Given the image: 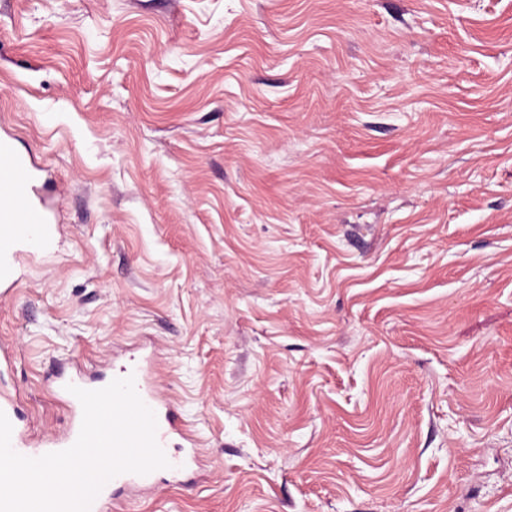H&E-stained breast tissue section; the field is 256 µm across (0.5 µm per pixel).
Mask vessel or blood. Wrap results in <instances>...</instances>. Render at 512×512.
I'll return each instance as SVG.
<instances>
[{
  "instance_id": "obj_1",
  "label": "vessel or blood",
  "mask_w": 512,
  "mask_h": 512,
  "mask_svg": "<svg viewBox=\"0 0 512 512\" xmlns=\"http://www.w3.org/2000/svg\"><path fill=\"white\" fill-rule=\"evenodd\" d=\"M56 228L41 198L36 193V176L30 157L22 154L10 135H0V297L8 294L17 281L15 256L21 245L47 247L55 237ZM119 377H133L142 401L154 411L157 418L156 439L170 463L171 473L184 472L190 465L194 451H171L175 436L184 430L168 404L158 399L146 380V372L138 366L120 368ZM154 474L122 473L109 480L93 501L90 512H106L115 487H149Z\"/></svg>"
}]
</instances>
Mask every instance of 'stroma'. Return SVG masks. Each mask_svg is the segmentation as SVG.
I'll return each instance as SVG.
<instances>
[{
  "instance_id": "obj_1",
  "label": "stroma",
  "mask_w": 512,
  "mask_h": 512,
  "mask_svg": "<svg viewBox=\"0 0 512 512\" xmlns=\"http://www.w3.org/2000/svg\"><path fill=\"white\" fill-rule=\"evenodd\" d=\"M4 133L0 394L150 356L199 450L111 512H512V0H0ZM0 297L10 294L17 282L15 256L18 248L49 247L55 225L36 193L34 165L22 154L14 139L0 135ZM7 287V288H2Z\"/></svg>"
}]
</instances>
